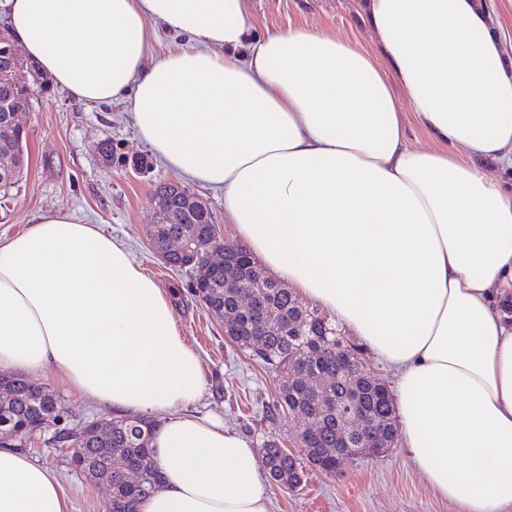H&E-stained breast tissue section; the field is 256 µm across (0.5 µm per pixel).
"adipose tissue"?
<instances>
[{
    "instance_id": "ef3b65f1",
    "label": "adipose tissue",
    "mask_w": 512,
    "mask_h": 512,
    "mask_svg": "<svg viewBox=\"0 0 512 512\" xmlns=\"http://www.w3.org/2000/svg\"><path fill=\"white\" fill-rule=\"evenodd\" d=\"M377 52L262 36L245 0H0L53 85L128 102L142 141L224 191L237 237L396 373L407 453L457 512L512 507V57L482 0H359ZM193 46L151 57L153 24ZM410 112H403L402 102ZM433 140L416 147L407 124ZM59 369L117 413L160 417L140 512H271L249 440L184 413L203 387L166 293L63 212L0 245V371ZM0 448V512H71Z\"/></svg>"
}]
</instances>
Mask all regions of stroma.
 <instances>
[{
	"mask_svg": "<svg viewBox=\"0 0 512 512\" xmlns=\"http://www.w3.org/2000/svg\"><path fill=\"white\" fill-rule=\"evenodd\" d=\"M246 7L259 36L289 26L325 28L368 51L376 49L358 14V0H246ZM20 121L27 132L30 163L0 208V240L22 231L39 214L57 210L111 233L167 291L183 336L200 356L205 388L191 412L218 417L253 448L273 441L303 457L302 426L278 407L275 374L225 337L223 322L200 303L189 275L165 267L150 239L151 192L156 183L171 181L204 200L220 235L235 240L233 225L224 221L223 190L200 187L157 158L143 173L118 164L104 168L95 150L104 138H112L127 154L148 153L127 103L89 105L51 87L34 98ZM33 381L63 397L68 427L112 414L67 386L56 368L45 369ZM52 436L49 430L35 435L23 446V454L59 475L72 512H105L107 486L75 471L67 450L51 445ZM268 490L272 512H453L432 493L399 442L383 454L345 460L332 475L304 465L297 489L272 483Z\"/></svg>",
	"mask_w": 512,
	"mask_h": 512,
	"instance_id": "obj_1",
	"label": "stroma"
}]
</instances>
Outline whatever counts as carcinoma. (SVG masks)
Wrapping results in <instances>:
<instances>
[{
	"label": "carcinoma",
	"instance_id": "obj_1",
	"mask_svg": "<svg viewBox=\"0 0 512 512\" xmlns=\"http://www.w3.org/2000/svg\"><path fill=\"white\" fill-rule=\"evenodd\" d=\"M13 50L9 34L0 37V155L14 156V168H0V195L5 197L22 178L28 164L26 134L11 123L13 112L29 109L32 98L45 90L42 83L4 79ZM185 188L158 183L151 202L164 223L153 225L156 249L170 238L194 241L190 253H170L166 265L191 273L194 293L216 318L233 317L238 325L236 345L253 359L281 376L278 404L292 415L315 424L314 434L304 442L307 463L326 473H336L347 452L368 441L374 432L372 454H381L387 440L396 437L395 407L385 383L360 375L358 354L345 344L336 324L317 311L301 307L293 292L270 279L254 288L248 266L254 261L242 244L226 241L216 230L213 214L190 213L185 206ZM220 245L227 254L231 279L210 272L207 248ZM257 292L262 305L241 302L247 292ZM261 330L262 335L254 332ZM12 398L0 404V431L25 437L40 425L51 429L65 410L62 398L16 376L8 384ZM109 436L100 438L94 424L75 431L68 426L54 429L53 441L78 444L83 449L86 476L107 483L111 496L106 512H137V505L155 493L161 474L151 454L154 429L160 424L148 417H112ZM265 477L289 489L300 486L303 470L298 458L270 442L262 457Z\"/></svg>",
	"mask_w": 512,
	"mask_h": 512
}]
</instances>
